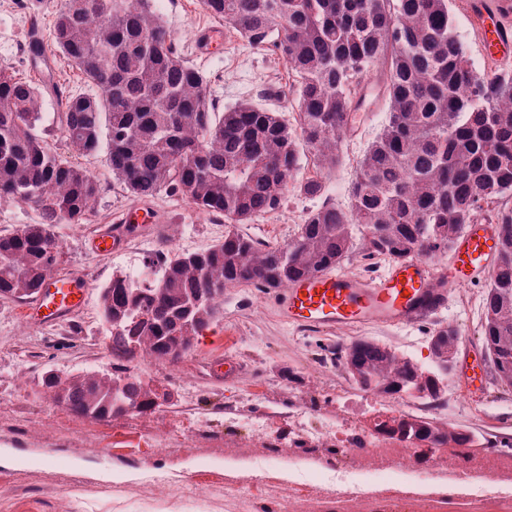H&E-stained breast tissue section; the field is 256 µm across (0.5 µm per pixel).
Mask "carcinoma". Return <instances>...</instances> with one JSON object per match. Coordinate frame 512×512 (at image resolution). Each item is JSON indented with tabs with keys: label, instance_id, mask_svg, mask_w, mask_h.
<instances>
[{
	"label": "carcinoma",
	"instance_id": "cac0c4a2",
	"mask_svg": "<svg viewBox=\"0 0 512 512\" xmlns=\"http://www.w3.org/2000/svg\"><path fill=\"white\" fill-rule=\"evenodd\" d=\"M249 46L288 65L293 121L245 101L220 110L205 76L189 65L153 0H63L53 25L56 50L95 87L72 93L0 70V197L40 211L42 223L0 233V298L32 299L58 269L56 224H82L102 186L75 161L107 146L112 173L130 196L166 191L231 224L280 209L294 191L321 203L296 237L269 245L239 231L202 251L154 253L137 281L100 289L102 318L117 364L112 373L39 384L76 415L109 419L155 411L158 393L126 383L136 348L161 359L186 353L219 314L228 286L278 288L338 266L359 245L366 259L446 253L470 224L500 226L499 260L486 279L483 343L491 367L512 388V71L480 74L454 30L449 0H201ZM376 73L373 83L367 74ZM67 150L45 139L46 94ZM387 103V121L352 182L348 204L327 198L319 173L340 164L339 136L354 128L369 98ZM316 173L304 175L302 158ZM430 341L446 354L448 326ZM358 352L361 389L439 399L442 374L371 340L336 346V367ZM409 441L453 445L470 455L468 432L411 416Z\"/></svg>",
	"mask_w": 512,
	"mask_h": 512
}]
</instances>
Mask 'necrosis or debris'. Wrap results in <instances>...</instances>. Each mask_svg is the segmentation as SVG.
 <instances>
[{
  "mask_svg": "<svg viewBox=\"0 0 512 512\" xmlns=\"http://www.w3.org/2000/svg\"><path fill=\"white\" fill-rule=\"evenodd\" d=\"M409 412V399L392 396L376 402L369 419L344 414L312 423L311 411L296 408L285 436L270 434L265 417L240 420L244 447L288 443L287 465L274 479L290 512H512V461L498 454L454 460L447 452L410 466L414 445L396 432ZM339 495H330V488Z\"/></svg>",
  "mask_w": 512,
  "mask_h": 512,
  "instance_id": "necrosis-or-debris-1",
  "label": "necrosis or debris"
}]
</instances>
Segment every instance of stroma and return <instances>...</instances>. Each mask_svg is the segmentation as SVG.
<instances>
[{
  "label": "stroma",
  "instance_id": "1",
  "mask_svg": "<svg viewBox=\"0 0 512 512\" xmlns=\"http://www.w3.org/2000/svg\"><path fill=\"white\" fill-rule=\"evenodd\" d=\"M62 0H0V68L33 81L51 76L63 87L89 92L83 77L57 52L52 39L55 14ZM467 0H450L456 33L477 72L512 69V58H487L466 8ZM183 57L203 73L213 100L223 108L244 101L291 113L293 82L286 63L268 50L256 49L225 31L224 43L211 54L200 52L198 30L218 26L200 0H155ZM37 16L44 54H26L29 18ZM376 101L354 129L338 140L340 164L322 176L336 203L349 190L369 144L386 116ZM80 163L104 191L82 224H59V271L77 274L89 284L84 306L72 316L30 325L26 303L0 300V512H224V420L266 414L272 428L295 407L309 404L319 414L337 407L355 417L367 409L364 393L339 370L330 351L339 344L373 340L396 349L418 364L429 362V338L443 325L460 333L459 351L483 352L481 323L485 284L452 288L444 308L431 318L405 326L366 325L332 333L296 328L277 316L273 289L240 287L224 291L222 316L179 359L133 361L144 382L160 384L172 395L152 414L130 413L95 420L70 413L39 386L51 369L62 376L108 373L111 341L101 321L99 288L112 278L116 262L137 264L159 251L155 238L139 234L138 254L119 250L92 254L89 240L99 225L119 223L138 204L155 209L176 226L174 253L199 251L223 239L228 226L215 222L181 197L162 192L137 202L115 179L106 151L82 157ZM314 200L291 193L281 208L241 230L272 244L294 237ZM242 361L239 374L225 378L213 370L225 355ZM344 400H337V390ZM452 425L478 435L512 438V390L489 380L468 404L451 410Z\"/></svg>",
  "mask_w": 512,
  "mask_h": 512
}]
</instances>
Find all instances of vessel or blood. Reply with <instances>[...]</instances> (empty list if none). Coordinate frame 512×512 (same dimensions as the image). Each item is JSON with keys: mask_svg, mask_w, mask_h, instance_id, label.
Listing matches in <instances>:
<instances>
[{"mask_svg": "<svg viewBox=\"0 0 512 512\" xmlns=\"http://www.w3.org/2000/svg\"><path fill=\"white\" fill-rule=\"evenodd\" d=\"M485 54L502 59L512 52V36L496 22L478 19ZM146 208L130 211L123 223L103 228L90 240L95 253L123 246L126 234L138 225L152 222ZM498 228L474 224L459 239L448 271L432 275L423 261L408 258L393 263L376 280L326 271L282 285L276 296L280 320L290 326L347 330L363 325H407L440 311L452 287L471 284L487 276L496 261ZM86 281L75 277H49L28 305L29 315L47 313L58 319L78 310L87 294Z\"/></svg>", "mask_w": 512, "mask_h": 512, "instance_id": "vessel-or-blood-1", "label": "vessel or blood"}]
</instances>
